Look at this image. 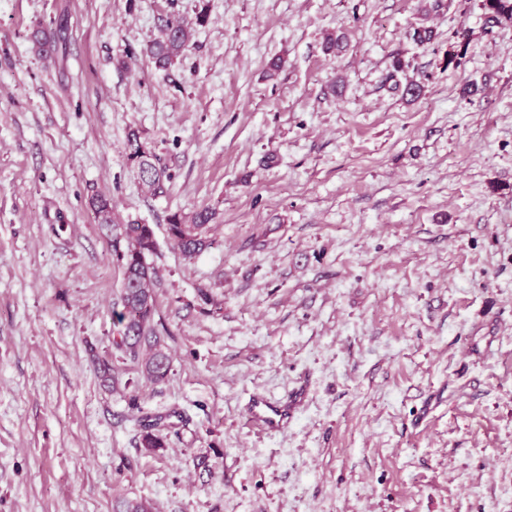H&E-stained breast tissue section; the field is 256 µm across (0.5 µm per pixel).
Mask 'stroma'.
I'll return each mask as SVG.
<instances>
[{"label":"stroma","mask_w":512,"mask_h":512,"mask_svg":"<svg viewBox=\"0 0 512 512\" xmlns=\"http://www.w3.org/2000/svg\"><path fill=\"white\" fill-rule=\"evenodd\" d=\"M173 8L163 71L143 49ZM420 23L418 0H0V512H512V23L480 0H440L423 46ZM98 193L155 231L163 382L98 377L121 282ZM203 208L189 260L167 224ZM299 384L284 431L249 423ZM189 34L183 18L175 13H168L161 18L160 37L147 48V54L156 68L169 69L174 61L188 47ZM129 157L135 163L138 169L139 178L142 184L152 193V195H162L166 193L167 182H170L171 175L159 166L157 159L146 151L140 141V136L135 130L128 134ZM140 427L143 430L140 445L146 451H155L158 448H164L166 443V435L164 431L167 425L163 422V418L145 415L140 421Z\"/></svg>","instance_id":"stroma-1"}]
</instances>
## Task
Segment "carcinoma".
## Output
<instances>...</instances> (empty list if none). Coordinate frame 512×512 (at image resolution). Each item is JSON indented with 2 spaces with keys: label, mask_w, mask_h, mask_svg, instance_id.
I'll list each match as a JSON object with an SVG mask.
<instances>
[{
  "label": "carcinoma",
  "mask_w": 512,
  "mask_h": 512,
  "mask_svg": "<svg viewBox=\"0 0 512 512\" xmlns=\"http://www.w3.org/2000/svg\"><path fill=\"white\" fill-rule=\"evenodd\" d=\"M482 8L490 22L512 21V0H482ZM188 41L183 18L169 13L161 19L160 37L148 46L147 54L156 68L167 70L186 50ZM128 148L142 184L154 196L166 193L171 175L146 151L134 130L128 134ZM91 207L98 223L110 233L112 250L122 269L121 310L113 312L112 355L95 357L104 385L111 387L115 383L116 360L134 363L147 379L162 382L170 371V356L164 347L160 323L154 319L158 279L155 267L149 262L157 247L154 230L149 224L118 219L112 200L103 194L92 197ZM212 220L213 213L206 209L194 212L189 218L175 213L169 218L168 235L184 256L192 257L209 247L207 232ZM140 427L142 448L155 451L166 446L167 425L163 418L145 415L140 419Z\"/></svg>",
  "instance_id": "cac0c4a2"
}]
</instances>
